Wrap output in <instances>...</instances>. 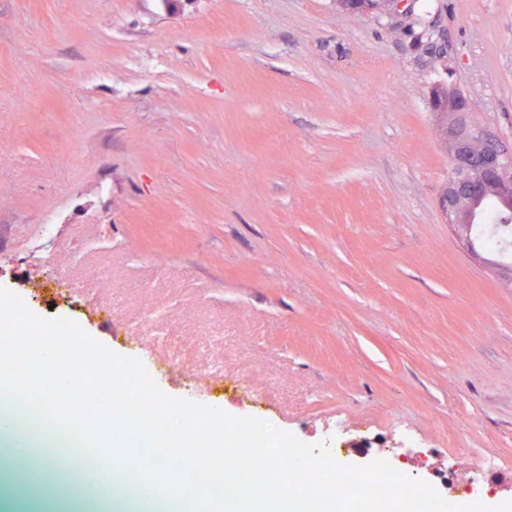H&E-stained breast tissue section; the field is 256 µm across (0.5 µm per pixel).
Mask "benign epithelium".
Here are the masks:
<instances>
[{
    "instance_id": "benign-epithelium-1",
    "label": "benign epithelium",
    "mask_w": 512,
    "mask_h": 512,
    "mask_svg": "<svg viewBox=\"0 0 512 512\" xmlns=\"http://www.w3.org/2000/svg\"><path fill=\"white\" fill-rule=\"evenodd\" d=\"M432 106L448 118L452 152L440 206L458 239L471 249L470 225L481 219L484 202L490 197L512 201V153L500 149L484 130L467 123V101L454 89L438 90Z\"/></svg>"
}]
</instances>
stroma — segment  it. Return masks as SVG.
Wrapping results in <instances>:
<instances>
[{"label": "stroma", "instance_id": "stroma-1", "mask_svg": "<svg viewBox=\"0 0 512 512\" xmlns=\"http://www.w3.org/2000/svg\"><path fill=\"white\" fill-rule=\"evenodd\" d=\"M411 3L0 0V286L169 396L512 503V282L438 206L431 100L512 151V0ZM137 329L147 335L153 343H167L175 338V336H170L164 321L154 312L147 313L144 320L138 324Z\"/></svg>", "mask_w": 512, "mask_h": 512}]
</instances>
